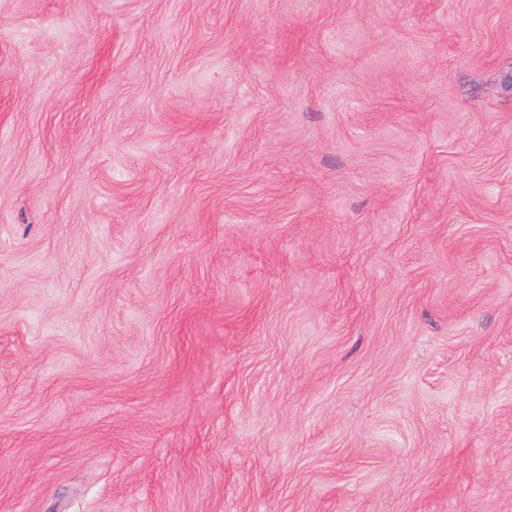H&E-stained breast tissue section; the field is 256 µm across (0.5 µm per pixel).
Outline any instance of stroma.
Segmentation results:
<instances>
[{
  "label": "stroma",
  "instance_id": "1",
  "mask_svg": "<svg viewBox=\"0 0 512 512\" xmlns=\"http://www.w3.org/2000/svg\"><path fill=\"white\" fill-rule=\"evenodd\" d=\"M0 512H512V0H0Z\"/></svg>",
  "mask_w": 512,
  "mask_h": 512
}]
</instances>
